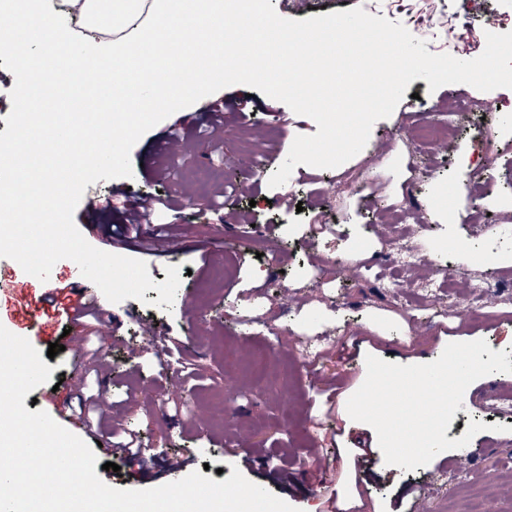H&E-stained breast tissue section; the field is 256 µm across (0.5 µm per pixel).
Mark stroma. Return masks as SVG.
Segmentation results:
<instances>
[{"label": "stroma", "instance_id": "obj_1", "mask_svg": "<svg viewBox=\"0 0 512 512\" xmlns=\"http://www.w3.org/2000/svg\"><path fill=\"white\" fill-rule=\"evenodd\" d=\"M285 18L303 20L364 6L365 0H271ZM456 13L460 33L454 55L477 58L485 49L488 17L512 31V0H482L477 10L456 11L455 0H437ZM393 113L377 121L364 149L342 169L358 171L366 192L340 186L339 170L297 166L289 180L269 188L273 172L286 159L297 135L318 130L315 122L287 105L245 85H233L206 96L164 119L146 132L130 154L132 174L119 181L88 185L87 194L112 204L114 185L170 200L151 223L124 240L111 242L127 218L106 212L101 225L83 228L94 247L144 261L155 286L143 300H101L97 318L79 325L51 318L42 338L33 339L40 353L71 331L82 341L80 352L61 351L51 360L48 383L32 390L37 407L92 446L99 463H115L100 478L119 489H147L168 483L170 457L185 460L186 472L231 475L236 459L227 451L238 445L254 451L244 476L301 512H417L424 497L427 512H470L483 501L489 512H512V410L497 421L502 431H482L446 458H433L413 471L385 463L375 452L370 467L352 466L359 437L376 440L374 429L352 420L349 397L366 378V355L401 365L436 360L451 342L485 340L495 351L512 352V122L497 108L512 101V89L483 92L466 84L430 90L414 79ZM249 101L243 114L237 102ZM474 104L487 129L500 142L492 159L496 182L485 203L496 227L481 231L469 223L471 151L458 140L427 148L432 170L406 192L410 177L405 144L425 109L442 111ZM223 109L222 131L209 130L204 113ZM176 134L191 142L188 152L162 149ZM260 146L267 165L252 175L253 158L244 141ZM334 223V231L311 236L312 224ZM167 226L169 253H155L151 241L158 226ZM416 231L425 265L406 273L411 289L428 280L442 281V267L457 256L462 269L444 304L466 302L483 308L480 317H455L441 325L429 316V300L400 309L391 304L387 283L394 275L381 264L377 275L343 274L337 285H308L312 263L329 258L370 262L388 237ZM183 269L172 305L157 306L158 283L166 267ZM494 283L491 300L473 295L475 280ZM263 303L251 328L239 318L255 293ZM193 306L187 321L185 306ZM156 341L142 345L143 325ZM326 336L322 362L299 367L293 385L277 378L253 381L236 362L224 359L225 341H234L242 357L272 346L280 359L298 358L302 344ZM110 393L112 418L88 432L68 417V405L83 387ZM512 400V373L478 379L445 433L461 438L470 421L484 420L486 393ZM152 449L148 465L126 460L106 443L112 419Z\"/></svg>", "mask_w": 512, "mask_h": 512}]
</instances>
